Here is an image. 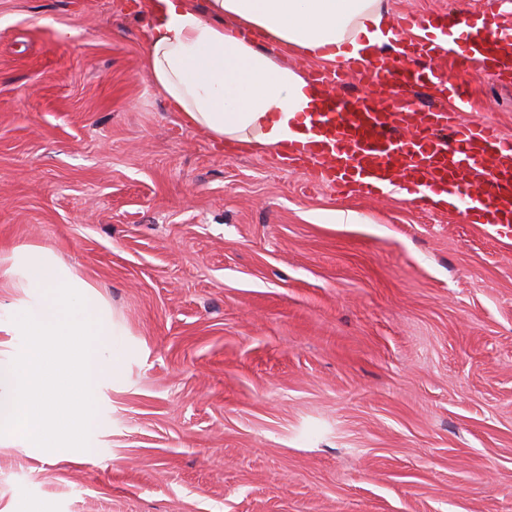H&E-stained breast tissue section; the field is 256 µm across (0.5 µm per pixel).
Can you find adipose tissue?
<instances>
[{
    "mask_svg": "<svg viewBox=\"0 0 512 512\" xmlns=\"http://www.w3.org/2000/svg\"><path fill=\"white\" fill-rule=\"evenodd\" d=\"M383 0H151L144 63L185 122L217 140L274 152L308 135L315 101L305 74L251 39L338 63L392 36Z\"/></svg>",
    "mask_w": 512,
    "mask_h": 512,
    "instance_id": "obj_1",
    "label": "adipose tissue"
}]
</instances>
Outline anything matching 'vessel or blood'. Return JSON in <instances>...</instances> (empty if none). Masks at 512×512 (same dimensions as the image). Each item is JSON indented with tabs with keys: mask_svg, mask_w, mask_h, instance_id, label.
I'll return each mask as SVG.
<instances>
[{
	"mask_svg": "<svg viewBox=\"0 0 512 512\" xmlns=\"http://www.w3.org/2000/svg\"><path fill=\"white\" fill-rule=\"evenodd\" d=\"M512 14L484 19L468 39L456 37L447 14L397 17V29L417 27L427 37L393 51L356 58L333 71H318V97L311 118L313 137L279 151L289 167L313 165L337 191L363 198L392 193L411 207L427 210L431 194L448 192L466 201V223L489 224L512 233V138L491 121L462 119L471 106L467 86L453 71L512 80ZM368 85L365 94L336 96L348 80ZM482 190L469 205V186Z\"/></svg>",
	"mask_w": 512,
	"mask_h": 512,
	"instance_id": "b4317fda",
	"label": "vessel or blood"
}]
</instances>
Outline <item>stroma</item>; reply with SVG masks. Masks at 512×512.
<instances>
[{"instance_id": "35a3bbf8", "label": "stroma", "mask_w": 512, "mask_h": 512, "mask_svg": "<svg viewBox=\"0 0 512 512\" xmlns=\"http://www.w3.org/2000/svg\"><path fill=\"white\" fill-rule=\"evenodd\" d=\"M131 2L0 0V256L93 285L117 368L91 450L0 438V512H512V237L190 128Z\"/></svg>"}]
</instances>
